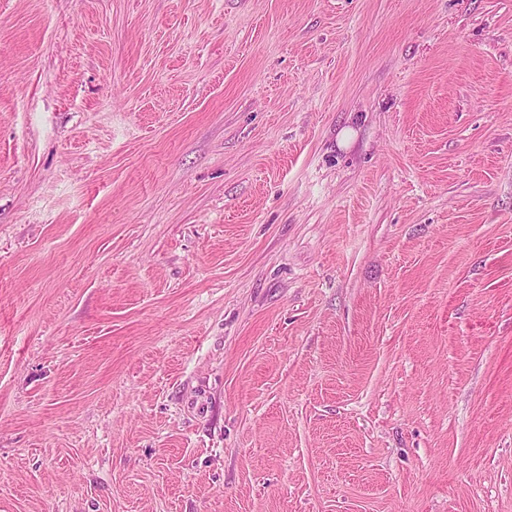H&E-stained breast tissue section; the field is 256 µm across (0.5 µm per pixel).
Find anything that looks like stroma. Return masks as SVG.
Instances as JSON below:
<instances>
[{
	"label": "stroma",
	"mask_w": 512,
	"mask_h": 512,
	"mask_svg": "<svg viewBox=\"0 0 512 512\" xmlns=\"http://www.w3.org/2000/svg\"><path fill=\"white\" fill-rule=\"evenodd\" d=\"M0 512H512V0H0Z\"/></svg>",
	"instance_id": "35a3bbf8"
}]
</instances>
